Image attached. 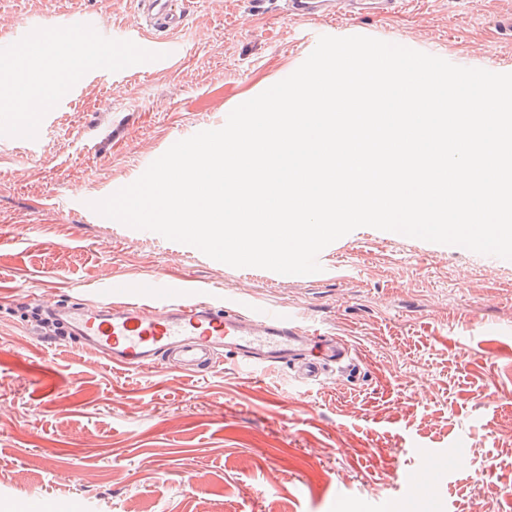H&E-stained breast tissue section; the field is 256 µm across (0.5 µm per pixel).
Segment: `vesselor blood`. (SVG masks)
I'll return each instance as SVG.
<instances>
[{
    "label": "vessel or blood",
    "mask_w": 512,
    "mask_h": 512,
    "mask_svg": "<svg viewBox=\"0 0 512 512\" xmlns=\"http://www.w3.org/2000/svg\"><path fill=\"white\" fill-rule=\"evenodd\" d=\"M289 17L316 19L326 15L332 0H283ZM135 16L120 36L103 30V54L93 56L92 65L102 71H146L165 65L182 53L179 44L168 41V33L187 25L185 0H134ZM91 17L79 15L68 30H49L34 23L12 40L0 43V65L14 63L25 51L53 41H66L69 30L92 25ZM129 45L127 53L108 56L113 39ZM40 129L14 122L11 113H0V136L13 135L36 142ZM98 305L48 308L47 314L64 336H78L95 344L116 368L137 369L159 358L202 375L219 352H230L247 367L286 362L303 342L316 345L298 369L303 379L318 381L333 365L349 355L347 344L336 341L316 325H303L292 311L279 306L245 307L233 301L216 305L207 289L175 284L158 277H115L100 292ZM422 466L402 474L405 490L422 495L426 467L445 465V458L432 449L416 451Z\"/></svg>",
    "instance_id": "1"
}]
</instances>
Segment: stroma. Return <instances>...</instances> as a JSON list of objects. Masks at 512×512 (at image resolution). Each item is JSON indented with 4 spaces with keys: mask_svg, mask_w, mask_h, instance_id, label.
I'll list each match as a JSON object with an SVG mask.
<instances>
[{
    "mask_svg": "<svg viewBox=\"0 0 512 512\" xmlns=\"http://www.w3.org/2000/svg\"><path fill=\"white\" fill-rule=\"evenodd\" d=\"M115 30L131 0H0V34L79 14ZM512 0H403L386 17L291 21L280 0H190L182 56L149 74H82L36 146L0 138V512L26 495L95 512H512V260L360 227L319 254V275L234 268L120 222L88 202L134 182L169 147L224 125L286 78L318 28L355 31L463 66L512 73ZM162 276L215 301L280 305L354 350L315 385L288 365L225 355L202 376L112 367L54 342L43 302H94L112 277ZM465 451L400 481L415 444Z\"/></svg>",
    "mask_w": 512,
    "mask_h": 512,
    "instance_id": "stroma-1",
    "label": "stroma"
}]
</instances>
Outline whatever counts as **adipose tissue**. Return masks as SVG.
<instances>
[{
	"mask_svg": "<svg viewBox=\"0 0 512 512\" xmlns=\"http://www.w3.org/2000/svg\"><path fill=\"white\" fill-rule=\"evenodd\" d=\"M75 69L72 58L35 52L33 63L0 68V89L5 92L0 101L11 111L34 115L67 86Z\"/></svg>",
	"mask_w": 512,
	"mask_h": 512,
	"instance_id": "1",
	"label": "adipose tissue"
}]
</instances>
